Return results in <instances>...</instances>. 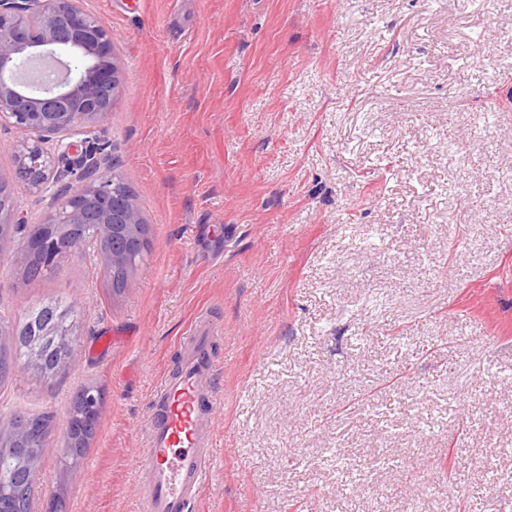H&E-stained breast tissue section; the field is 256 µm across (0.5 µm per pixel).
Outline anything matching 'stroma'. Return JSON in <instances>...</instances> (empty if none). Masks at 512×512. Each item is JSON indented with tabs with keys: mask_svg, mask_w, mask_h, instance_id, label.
<instances>
[{
	"mask_svg": "<svg viewBox=\"0 0 512 512\" xmlns=\"http://www.w3.org/2000/svg\"><path fill=\"white\" fill-rule=\"evenodd\" d=\"M82 6L124 63L95 135L149 247L118 295L94 244L34 280L23 247L0 256V319L60 300L78 344L66 373L0 385V429L57 422L32 512H139L144 421L198 320L222 399L199 512H512V0ZM26 138L0 123L33 227ZM84 384L103 405L67 478Z\"/></svg>",
	"mask_w": 512,
	"mask_h": 512,
	"instance_id": "1",
	"label": "stroma"
}]
</instances>
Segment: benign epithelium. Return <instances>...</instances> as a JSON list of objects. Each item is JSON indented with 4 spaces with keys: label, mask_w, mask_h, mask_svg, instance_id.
Returning a JSON list of instances; mask_svg holds the SVG:
<instances>
[{
    "label": "benign epithelium",
    "mask_w": 512,
    "mask_h": 512,
    "mask_svg": "<svg viewBox=\"0 0 512 512\" xmlns=\"http://www.w3.org/2000/svg\"><path fill=\"white\" fill-rule=\"evenodd\" d=\"M36 59L51 63V77L20 78L21 67ZM122 69L112 31L80 0H0V122L29 134L17 152L22 186L58 203L46 223L91 225L112 266L126 264V254L112 250L117 228L136 238L143 217L137 200L123 197L115 177L105 173L109 159L95 146L89 121L111 111ZM0 224L10 225L0 230L1 256L13 249L20 232L31 247L41 238L1 192ZM82 246L61 237L44 242L42 270L55 268ZM18 446H27L24 432L0 433V453ZM50 451L44 444L35 455L19 457L18 468L34 475L38 458Z\"/></svg>",
    "instance_id": "1"
}]
</instances>
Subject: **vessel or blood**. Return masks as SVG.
I'll return each instance as SVG.
<instances>
[{
  "instance_id": "vessel-or-blood-1",
  "label": "vessel or blood",
  "mask_w": 512,
  "mask_h": 512,
  "mask_svg": "<svg viewBox=\"0 0 512 512\" xmlns=\"http://www.w3.org/2000/svg\"><path fill=\"white\" fill-rule=\"evenodd\" d=\"M213 339L209 325H195L176 371L161 375L136 471L140 512H194L211 477L213 422L220 406L209 385Z\"/></svg>"
}]
</instances>
